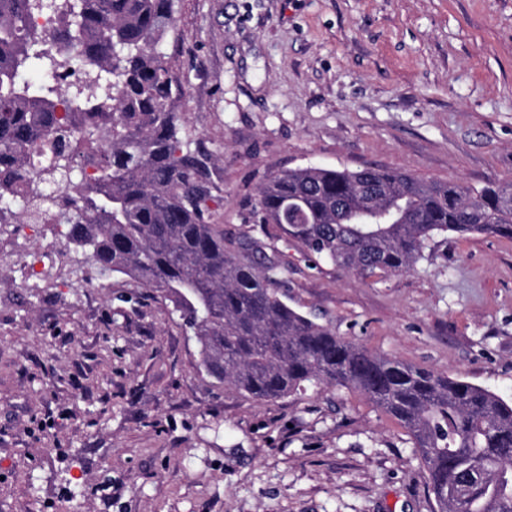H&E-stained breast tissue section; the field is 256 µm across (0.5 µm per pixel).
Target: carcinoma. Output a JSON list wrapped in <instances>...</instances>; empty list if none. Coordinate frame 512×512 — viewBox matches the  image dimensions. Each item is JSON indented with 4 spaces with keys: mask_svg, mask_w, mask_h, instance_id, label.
<instances>
[{
    "mask_svg": "<svg viewBox=\"0 0 512 512\" xmlns=\"http://www.w3.org/2000/svg\"><path fill=\"white\" fill-rule=\"evenodd\" d=\"M36 15L55 18L37 29ZM173 0H0V201L45 212L100 272L171 302L216 382L258 401L348 388L403 427L438 512H512V402L460 376L347 340L288 304L282 263L214 222L208 156L181 135V87L159 51ZM50 64L46 84L18 82ZM85 162L91 178L78 176ZM61 186L48 196L43 184ZM389 219L362 223L367 183ZM512 183L479 190L394 169L304 166L259 187L248 221L358 276L408 271L435 236L512 240Z\"/></svg>",
    "mask_w": 512,
    "mask_h": 512,
    "instance_id": "1",
    "label": "carcinoma"
}]
</instances>
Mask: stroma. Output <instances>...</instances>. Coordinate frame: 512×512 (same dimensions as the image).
<instances>
[{
    "label": "stroma",
    "instance_id": "35a3bbf8",
    "mask_svg": "<svg viewBox=\"0 0 512 512\" xmlns=\"http://www.w3.org/2000/svg\"><path fill=\"white\" fill-rule=\"evenodd\" d=\"M174 16L161 49L225 237L263 238L250 201L300 166L512 182V0H174ZM268 245L291 305L512 402V241L438 235L366 279ZM41 250L55 260L26 277ZM76 258L52 229L0 226V512H437L410 437L359 392L239 394L168 301Z\"/></svg>",
    "mask_w": 512,
    "mask_h": 512
}]
</instances>
